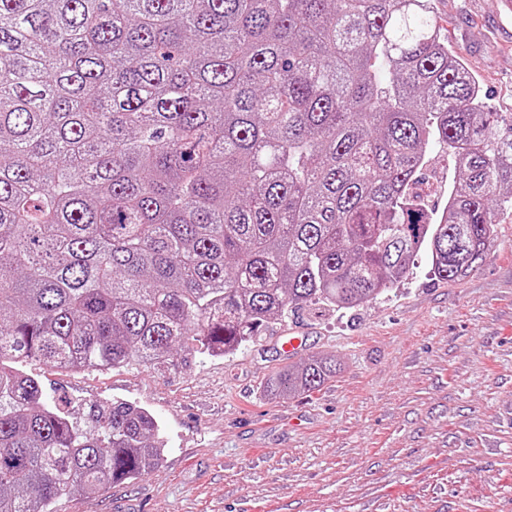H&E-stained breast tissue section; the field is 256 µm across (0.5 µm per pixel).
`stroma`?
Returning <instances> with one entry per match:
<instances>
[{
  "instance_id": "stroma-1",
  "label": "stroma",
  "mask_w": 512,
  "mask_h": 512,
  "mask_svg": "<svg viewBox=\"0 0 512 512\" xmlns=\"http://www.w3.org/2000/svg\"><path fill=\"white\" fill-rule=\"evenodd\" d=\"M448 44L512 113V0H432ZM464 280L419 253L409 274L351 310H305L230 357L181 352L173 367L106 373L30 363L64 408L124 400L166 441L159 467L56 502L55 512H512V211ZM344 368L280 401L263 378L277 342Z\"/></svg>"
}]
</instances>
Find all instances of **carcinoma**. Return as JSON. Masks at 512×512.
<instances>
[{
    "label": "carcinoma",
    "instance_id": "obj_1",
    "mask_svg": "<svg viewBox=\"0 0 512 512\" xmlns=\"http://www.w3.org/2000/svg\"><path fill=\"white\" fill-rule=\"evenodd\" d=\"M431 0H0V512L157 466L129 402L81 427L23 364L230 357L309 306L377 299L428 252L467 277L512 208L492 112ZM455 180L414 191L434 145ZM342 363L268 374L270 400Z\"/></svg>",
    "mask_w": 512,
    "mask_h": 512
}]
</instances>
